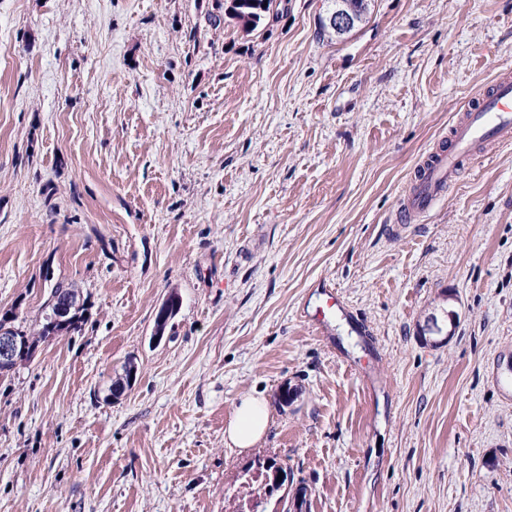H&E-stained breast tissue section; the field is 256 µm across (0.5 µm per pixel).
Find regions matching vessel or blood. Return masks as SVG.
Instances as JSON below:
<instances>
[{"mask_svg":"<svg viewBox=\"0 0 512 512\" xmlns=\"http://www.w3.org/2000/svg\"><path fill=\"white\" fill-rule=\"evenodd\" d=\"M491 141L512 142V70H501L492 89L468 103L463 121L449 132L448 144L425 155L415 168L396 221L406 224L426 215L456 180L462 163Z\"/></svg>","mask_w":512,"mask_h":512,"instance_id":"b4317fda","label":"vessel or blood"}]
</instances>
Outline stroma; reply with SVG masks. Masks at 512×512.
<instances>
[{
  "label": "stroma",
  "mask_w": 512,
  "mask_h": 512,
  "mask_svg": "<svg viewBox=\"0 0 512 512\" xmlns=\"http://www.w3.org/2000/svg\"><path fill=\"white\" fill-rule=\"evenodd\" d=\"M219 2L0 0V319L86 304L0 379V512H234L259 451L308 512H512V144L396 224L512 67V0H372L340 40L328 0L251 35ZM268 420L267 403L252 395H244L224 429V442L230 448H253L264 435Z\"/></svg>",
  "instance_id": "obj_1"
}]
</instances>
